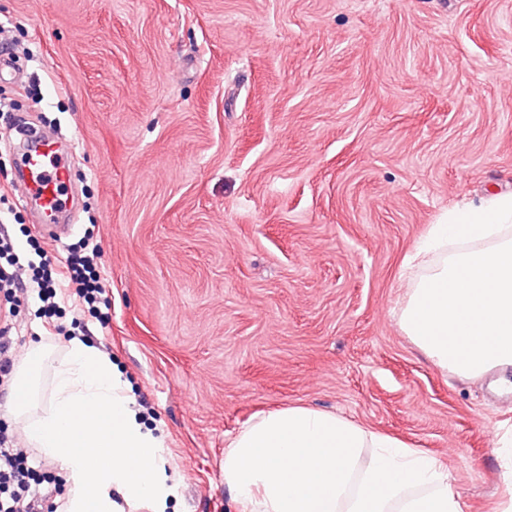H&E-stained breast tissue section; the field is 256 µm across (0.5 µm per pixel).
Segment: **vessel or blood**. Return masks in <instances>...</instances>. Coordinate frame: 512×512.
Segmentation results:
<instances>
[{
	"label": "vessel or blood",
	"instance_id": "vessel-or-blood-1",
	"mask_svg": "<svg viewBox=\"0 0 512 512\" xmlns=\"http://www.w3.org/2000/svg\"><path fill=\"white\" fill-rule=\"evenodd\" d=\"M22 137L20 151L25 195L37 200L46 217L37 230L50 242H62L71 227L55 223L54 218L65 206L62 192L71 180L72 168L59 150L60 135L53 128L41 127L26 129Z\"/></svg>",
	"mask_w": 512,
	"mask_h": 512
}]
</instances>
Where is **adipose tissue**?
<instances>
[{
	"label": "adipose tissue",
	"mask_w": 512,
	"mask_h": 512,
	"mask_svg": "<svg viewBox=\"0 0 512 512\" xmlns=\"http://www.w3.org/2000/svg\"><path fill=\"white\" fill-rule=\"evenodd\" d=\"M12 384L27 446L61 464L60 512H166L163 441L108 356L77 338L58 358L34 345ZM224 484L241 512H464L439 458L306 405L261 414L228 441Z\"/></svg>",
	"instance_id": "ef3b65f1"
}]
</instances>
